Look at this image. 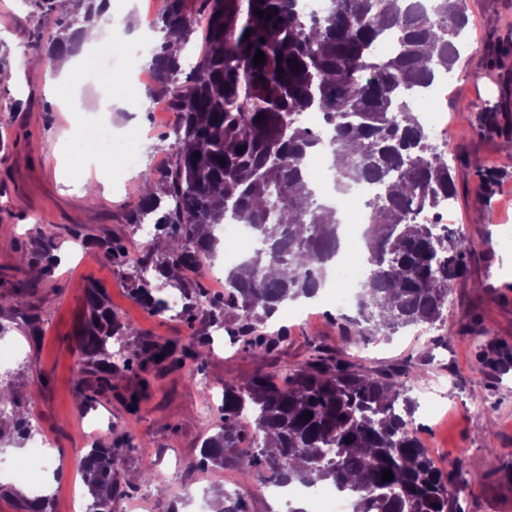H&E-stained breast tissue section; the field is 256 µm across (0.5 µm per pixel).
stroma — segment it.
<instances>
[{
    "label": "stroma",
    "mask_w": 512,
    "mask_h": 512,
    "mask_svg": "<svg viewBox=\"0 0 512 512\" xmlns=\"http://www.w3.org/2000/svg\"><path fill=\"white\" fill-rule=\"evenodd\" d=\"M467 10L460 60L447 75V97L436 105L448 126V163L458 191L452 224L464 238L468 266L448 297L444 325L422 338L407 329L345 345L339 311L318 302L298 318L289 302L266 326L271 333L288 329L278 354L255 360L222 341L204 362L155 374L138 413L137 435L147 447L125 463L130 473L159 474L146 512H171L192 478L196 494L216 483H236L248 512H274L275 502L249 474L216 477L195 462L212 432L225 380L245 381L259 372L284 376L303 365L316 345L372 370L405 367L419 387L446 381L442 403L431 412L417 410L415 417L435 464L448 473L456 458H464L466 473L476 478L461 492L456 512H512V246L500 239L502 225H512V149L504 146L512 138V56L495 70L486 64L490 50L512 49V0H467ZM48 37L28 0H0V50L8 56L0 73V336L21 349L16 360L0 366V387L14 394L9 413L36 420L40 434L51 439V462L36 467L34 479L50 482L53 512H71L73 494L88 493L83 480L72 476L78 449L116 439L130 419L117 398L82 396L79 333L87 288L104 286L113 309L131 326L120 345L128 355L145 340L187 341L203 326L134 301L131 266L109 262L96 245L97 238L113 235L137 255L140 244L128 222L140 194L137 173L109 164L70 172L71 146L84 121L100 115L104 94L112 96L108 122L114 134L141 125L149 143L142 164L157 170L168 161L174 113L134 80L107 92L90 74L78 103L63 101L49 83L62 64L45 54ZM485 178L490 184L483 193ZM49 243L56 265L31 276L38 251Z\"/></svg>",
    "instance_id": "obj_1"
}]
</instances>
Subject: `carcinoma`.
<instances>
[{
    "mask_svg": "<svg viewBox=\"0 0 512 512\" xmlns=\"http://www.w3.org/2000/svg\"><path fill=\"white\" fill-rule=\"evenodd\" d=\"M294 0H203L204 43L195 67L182 75L180 50L197 27L188 0H164L155 19L163 39L151 56L156 90L175 112L167 167L140 174L141 194L130 223L151 219L165 235L162 251L148 245L133 259L134 298L156 313L166 299L151 281L171 284L194 319L202 312L224 327L232 344L254 359L278 351L286 329L260 330L285 302L312 298L326 281L338 246V222L304 180L303 162L319 144L299 116L319 110L330 129L329 151L342 156L338 186H378L367 224L369 275L353 316L339 330L350 343L444 323L448 292L466 276L463 240L448 227L420 224L417 214L456 198L448 155L434 145L412 106L442 72L453 70L469 18L465 0H334L324 19L307 20ZM39 22L55 29L58 56L76 51L78 14L89 23L109 0H74L61 12L57 0H29ZM264 17H259L258 12ZM248 39H243L245 32ZM390 37L395 51L376 52ZM266 61L254 66L256 51ZM282 60H277V55ZM199 157H194V154ZM233 219L248 225L260 247L224 275V295L212 297L197 283L169 271L200 269L217 253L213 228ZM103 257L119 264L128 252L117 237L99 241ZM79 384L85 399L114 394L138 412L149 388L121 391L118 368L155 372L201 362L211 338L183 344L146 341L122 366L112 363L110 341L131 328L112 311L105 288L87 290ZM306 365L276 381L257 373L224 381L220 424L202 443L196 466L219 472L233 465L261 484L329 481L357 495L353 512H454L457 491L436 467L409 424L417 410L414 383L403 369L368 370L326 355L316 346ZM312 413L306 418L305 413ZM252 420L254 453L235 455L242 436L238 418ZM146 444L129 422L115 445L97 442L79 460L100 512L137 489L124 456ZM393 479L383 481V470ZM51 496L24 501L22 512H52Z\"/></svg>",
    "mask_w": 512,
    "mask_h": 512,
    "instance_id": "1",
    "label": "carcinoma"
}]
</instances>
